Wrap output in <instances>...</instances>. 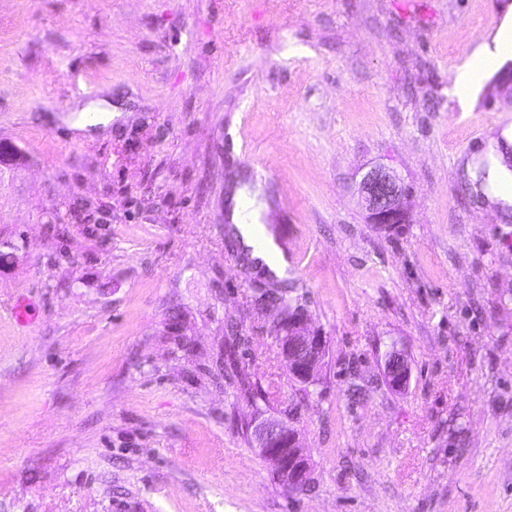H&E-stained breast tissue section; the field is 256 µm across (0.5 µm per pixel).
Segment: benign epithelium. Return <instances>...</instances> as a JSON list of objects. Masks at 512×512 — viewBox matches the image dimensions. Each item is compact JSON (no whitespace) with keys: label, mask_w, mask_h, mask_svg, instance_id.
<instances>
[{"label":"benign epithelium","mask_w":512,"mask_h":512,"mask_svg":"<svg viewBox=\"0 0 512 512\" xmlns=\"http://www.w3.org/2000/svg\"><path fill=\"white\" fill-rule=\"evenodd\" d=\"M357 193L368 223L391 230L410 222L407 188L388 168L378 165L369 169L358 182ZM281 313L277 336L281 360L295 379L313 383L325 364L327 340L321 332L309 329L302 311L283 307ZM384 377L395 391L407 387L410 368L401 352L388 353ZM248 432L251 446L267 461L280 483L293 490L306 488L311 470L297 431L283 420L260 412L249 422Z\"/></svg>","instance_id":"1"}]
</instances>
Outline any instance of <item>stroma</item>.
<instances>
[{
    "instance_id": "stroma-1",
    "label": "stroma",
    "mask_w": 512,
    "mask_h": 512,
    "mask_svg": "<svg viewBox=\"0 0 512 512\" xmlns=\"http://www.w3.org/2000/svg\"><path fill=\"white\" fill-rule=\"evenodd\" d=\"M508 15L0 0V144L19 156L0 165V512H512V206L465 167L512 129V56L469 100L452 88ZM105 101L109 124L73 129ZM375 165L408 188L410 223H368L353 192ZM245 174L263 189L245 213L327 339L312 384L279 356V309L252 314L268 277L227 245ZM230 343L247 386L208 378ZM291 407L301 491L246 436ZM384 377L388 386L395 390H404L410 380V368L405 356L392 350L388 353L384 365Z\"/></svg>"
}]
</instances>
